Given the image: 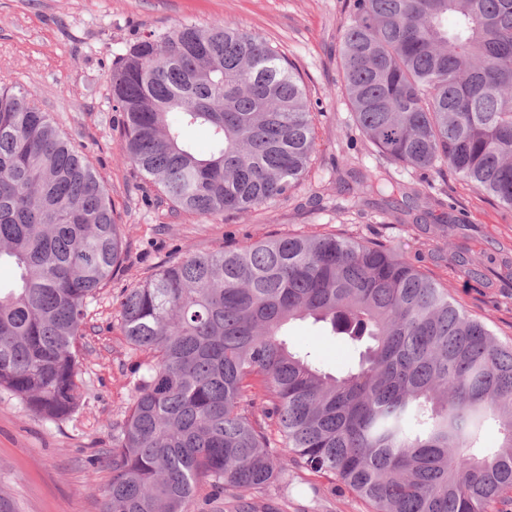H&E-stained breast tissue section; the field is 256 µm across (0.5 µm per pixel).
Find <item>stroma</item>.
I'll return each instance as SVG.
<instances>
[{"instance_id": "stroma-1", "label": "stroma", "mask_w": 512, "mask_h": 512, "mask_svg": "<svg viewBox=\"0 0 512 512\" xmlns=\"http://www.w3.org/2000/svg\"><path fill=\"white\" fill-rule=\"evenodd\" d=\"M347 16L348 0H0V81L36 91L41 110L104 176L124 242L123 261L91 302L78 340V410L47 421L0 388V494L20 512H101L100 491L112 481V440L151 360L119 328L120 295L185 252L286 235L335 234L388 245L446 288L499 342L512 343V209L470 183L432 175L429 193L443 207L434 208L431 221L404 224L356 180V173L380 171L415 184L420 174L388 163L354 120L338 56ZM217 19L266 38L292 62L314 115L315 150L286 197L203 217L183 211L123 159L110 74L135 38ZM286 339L333 375L358 358L344 338L310 319L289 324ZM267 497L282 512H373L341 483L293 468L287 485L271 486Z\"/></svg>"}]
</instances>
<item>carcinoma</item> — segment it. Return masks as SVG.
Here are the masks:
<instances>
[{
	"instance_id": "cac0c4a2",
	"label": "carcinoma",
	"mask_w": 512,
	"mask_h": 512,
	"mask_svg": "<svg viewBox=\"0 0 512 512\" xmlns=\"http://www.w3.org/2000/svg\"><path fill=\"white\" fill-rule=\"evenodd\" d=\"M357 125L388 162L448 173L512 208V0H349L340 48ZM120 151L183 210L244 212L297 186L314 151L296 68L233 23L181 24L112 64ZM37 94L0 85V388L60 421L79 407L76 341L122 263L104 177ZM206 129L202 154L186 138ZM363 192L429 198L366 175ZM152 355L112 448L103 512H190L207 485L234 512H278L268 422L299 469L374 512H512V346L386 245L326 235L189 251L120 302ZM312 318L359 351L340 376L283 338ZM260 386L267 407L247 395ZM499 443L480 445L486 423Z\"/></svg>"
}]
</instances>
